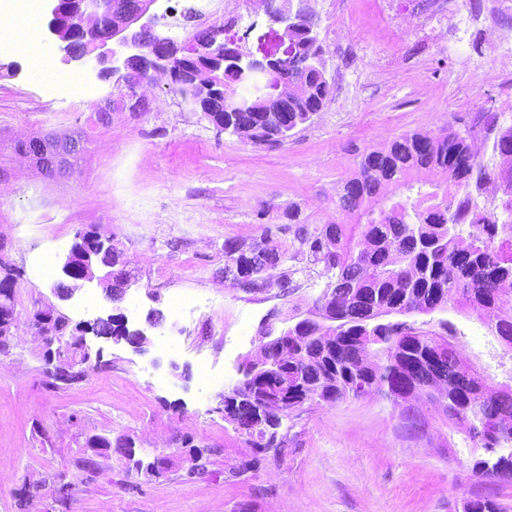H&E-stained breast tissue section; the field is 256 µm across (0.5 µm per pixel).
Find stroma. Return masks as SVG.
<instances>
[{
	"label": "stroma",
	"instance_id": "35a3bbf8",
	"mask_svg": "<svg viewBox=\"0 0 512 512\" xmlns=\"http://www.w3.org/2000/svg\"><path fill=\"white\" fill-rule=\"evenodd\" d=\"M320 0L319 39L332 94L310 123L280 143H256L217 129L192 109L168 77L129 90L64 63L59 53L43 62V84L30 77L32 60L46 44L43 17H18L16 0H0V239L22 276L18 309L26 313L52 300L53 279L35 270L39 256L61 258L80 231L111 237L121 251L130 286L121 302L88 284L61 305L73 321L96 311L124 312L141 326L149 308L164 315L169 349L151 342L145 353L104 344L85 379L51 385L40 341L19 322L14 347L0 354V512H19L25 484L47 479L28 512H462L464 500L495 499L512 512V485L472 475L474 458L460 432L440 411L425 408L430 437L403 439L399 413L374 396L332 405L308 404L288 419V449L250 471L245 436L224 419V390L259 343L270 313L279 320L305 316L325 284L306 255L269 272V288L245 291L224 277V242L251 243L264 234L285 240L289 207L308 224L336 218L334 201L355 173L362 151L383 148L406 131H430L451 114L493 104L512 122V0ZM225 16L238 17L244 51L260 58L282 53V29L254 16L248 0H227ZM18 40L24 53L7 49ZM147 108L130 111L134 97ZM116 105L110 125H94L96 105ZM87 128L89 150L75 173L47 178L15 157L17 139ZM293 275L297 288L278 282ZM200 301L195 320L180 318L177 295ZM465 357L486 367L493 383L512 381V355L466 315L452 312ZM209 356L224 375L213 388L198 362ZM127 435L138 458L178 447L185 437L207 445L212 463L200 479L169 472L147 479L123 457L99 458L95 477L81 468L86 438ZM457 444L448 450L447 441ZM71 483L67 504L55 501L51 482Z\"/></svg>",
	"mask_w": 512,
	"mask_h": 512
}]
</instances>
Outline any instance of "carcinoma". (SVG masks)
<instances>
[{"instance_id": "obj_1", "label": "carcinoma", "mask_w": 512, "mask_h": 512, "mask_svg": "<svg viewBox=\"0 0 512 512\" xmlns=\"http://www.w3.org/2000/svg\"><path fill=\"white\" fill-rule=\"evenodd\" d=\"M317 28L311 11L288 26L307 66L288 60L278 67L279 76L295 83L283 129L267 120L274 103L252 97L253 86L231 64L213 68V83L223 87L218 97L192 79L173 80L174 91L217 127L258 143L284 140L310 122L332 93L318 69ZM206 61L203 39L194 34L173 64L183 72ZM458 123L454 118L435 132L404 133L381 150L358 154L355 174L337 193L336 221L312 228L290 210L286 246L269 234L250 245L224 241V272L235 273L248 291L266 287V272L293 249L308 254L329 278L314 310L294 321L288 335L261 342L255 357H246L248 364L265 361L264 367L224 393V419L249 445L263 436L250 414L273 395L284 398L291 412L308 402L332 404L376 392L406 412L414 391L438 382L443 416L455 425L459 415H468L466 447L483 451L472 472L512 483L502 474L512 473V427L494 440L479 431L486 416L512 419V389L490 386L487 376L463 361L453 322L438 321L436 332L414 322L403 328L391 316L411 308L428 315L449 305L485 325L512 352V124L497 112H477L464 126ZM479 138L491 143L494 155L511 156L495 168L474 161ZM483 182L507 187L500 204L506 220L472 194ZM8 304L17 310V291L0 272V311ZM98 328L119 341H138L118 317ZM67 340L68 357L84 360L81 329L68 332ZM463 512H501V506L475 498L463 503Z\"/></svg>"}]
</instances>
